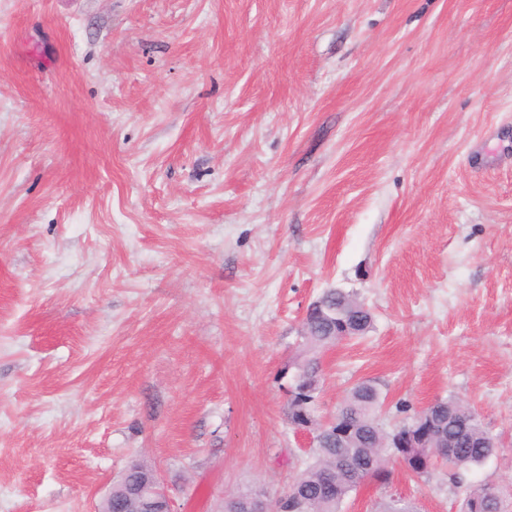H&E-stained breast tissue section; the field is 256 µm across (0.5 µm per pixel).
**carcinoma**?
I'll return each mask as SVG.
<instances>
[{"instance_id":"cac0c4a2","label":"carcinoma","mask_w":512,"mask_h":512,"mask_svg":"<svg viewBox=\"0 0 512 512\" xmlns=\"http://www.w3.org/2000/svg\"><path fill=\"white\" fill-rule=\"evenodd\" d=\"M326 307L336 311L354 310L360 314L354 334L362 336L372 326V315L353 294L328 289L319 297ZM332 325L317 315L303 322L301 330L302 357L294 363L296 371L310 381L322 377L321 358L324 351L349 340L347 336L331 335ZM317 394L296 389L288 400V419L299 426L315 417ZM383 401L377 387L369 381L356 383L336 408L334 422L328 429L345 423L350 435L336 442L335 435L317 440L313 459L293 481L284 496L304 501V512H341L351 493L368 482L385 483L389 477L387 459H401L411 475L429 480L436 465L442 463L450 470V480L459 484L462 473L481 466L496 451L495 439L484 429L479 414L454 398L438 399L420 410L410 411L405 404L396 411L405 415L399 422L390 423L382 417ZM407 429L429 432L426 448H393L395 436ZM156 472L142 464L130 465L112 488V510L130 512L134 509L126 497L132 486H155ZM509 503L501 488L494 484L471 485L460 503L459 512H508ZM377 512H417L409 500L391 497L380 503Z\"/></svg>"}]
</instances>
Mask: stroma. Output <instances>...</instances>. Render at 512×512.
I'll return each mask as SVG.
<instances>
[{"label": "stroma", "instance_id": "stroma-1", "mask_svg": "<svg viewBox=\"0 0 512 512\" xmlns=\"http://www.w3.org/2000/svg\"><path fill=\"white\" fill-rule=\"evenodd\" d=\"M356 294L320 420L458 398L512 487V0H0V512H99L131 461L177 512L284 492L302 319Z\"/></svg>", "mask_w": 512, "mask_h": 512}]
</instances>
